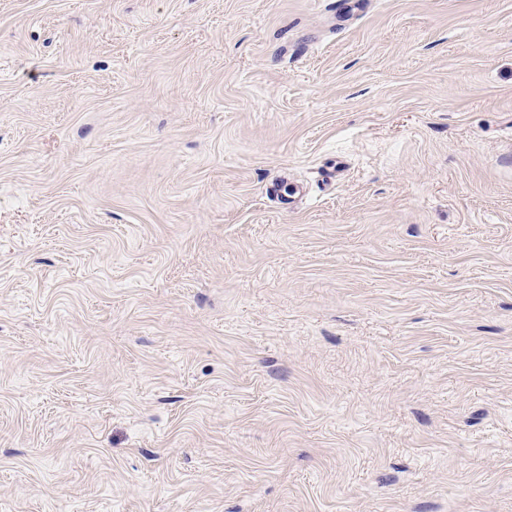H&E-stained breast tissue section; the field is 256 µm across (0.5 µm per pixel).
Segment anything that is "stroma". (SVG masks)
<instances>
[{"mask_svg":"<svg viewBox=\"0 0 512 512\" xmlns=\"http://www.w3.org/2000/svg\"><path fill=\"white\" fill-rule=\"evenodd\" d=\"M0 512H512V0H0Z\"/></svg>","mask_w":512,"mask_h":512,"instance_id":"1","label":"stroma"}]
</instances>
